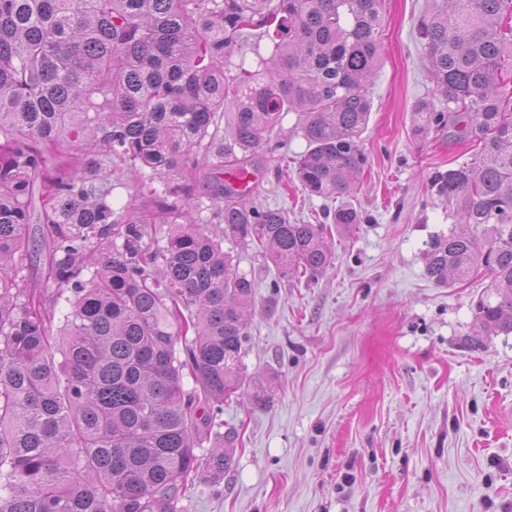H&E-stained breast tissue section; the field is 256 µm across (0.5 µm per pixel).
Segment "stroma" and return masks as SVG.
Here are the masks:
<instances>
[{
	"label": "stroma",
	"mask_w": 512,
	"mask_h": 512,
	"mask_svg": "<svg viewBox=\"0 0 512 512\" xmlns=\"http://www.w3.org/2000/svg\"><path fill=\"white\" fill-rule=\"evenodd\" d=\"M425 7L382 0L381 64L360 136L368 162L353 200L363 219L329 236L333 266L291 280L224 240L256 282L248 398L224 405V427L238 433L232 470L187 485L184 512H512V335L467 343L488 276L438 286L425 274L431 237L452 226L428 178L472 150L414 127L416 104L433 95L416 34ZM274 139L259 201L324 223L328 201L295 176L307 147L296 113Z\"/></svg>",
	"instance_id": "1"
}]
</instances>
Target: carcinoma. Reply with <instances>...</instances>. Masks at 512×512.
<instances>
[{
  "instance_id": "obj_1",
  "label": "carcinoma",
  "mask_w": 512,
  "mask_h": 512,
  "mask_svg": "<svg viewBox=\"0 0 512 512\" xmlns=\"http://www.w3.org/2000/svg\"><path fill=\"white\" fill-rule=\"evenodd\" d=\"M427 2L417 36L443 101L418 105L417 130L461 124L473 153L430 176L464 230L431 240L426 274L489 275L477 348L512 334V0ZM382 23L381 0H0V512H182L180 486L232 469L222 416L255 280L224 237L291 278L333 256L327 225L224 174L257 167L295 112L298 181L345 199L336 227L362 223L347 198ZM245 30L269 40L250 67L233 61Z\"/></svg>"
}]
</instances>
